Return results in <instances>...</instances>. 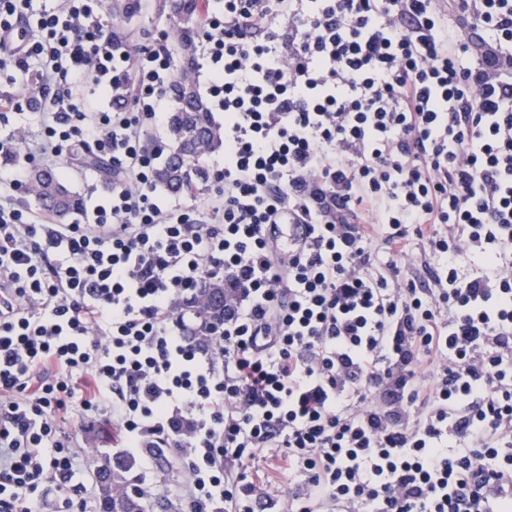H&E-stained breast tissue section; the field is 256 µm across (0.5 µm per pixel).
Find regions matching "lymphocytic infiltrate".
<instances>
[{"label":"lymphocytic infiltrate","instance_id":"1","mask_svg":"<svg viewBox=\"0 0 512 512\" xmlns=\"http://www.w3.org/2000/svg\"><path fill=\"white\" fill-rule=\"evenodd\" d=\"M202 48L204 214L156 195L163 46L118 50L102 0H0V73L43 101L41 137L0 136V512H86L102 417L122 456L184 452L181 512L283 484L280 512H512V0H224ZM86 145L87 223L17 206L21 160ZM206 299L196 310L197 315L205 321L223 318L224 316V285L216 284L206 290Z\"/></svg>","mask_w":512,"mask_h":512}]
</instances>
